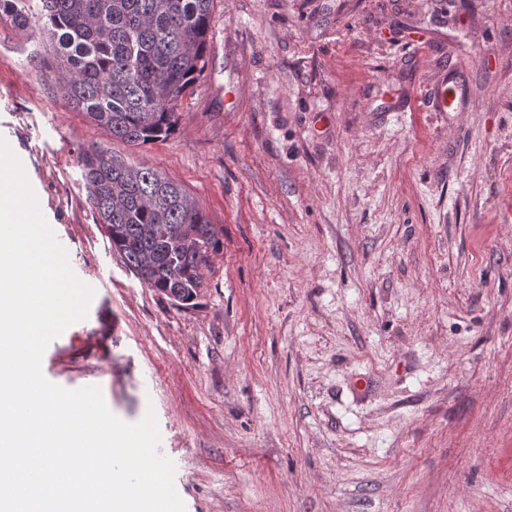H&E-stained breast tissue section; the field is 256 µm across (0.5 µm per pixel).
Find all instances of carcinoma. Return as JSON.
I'll list each match as a JSON object with an SVG mask.
<instances>
[{"mask_svg": "<svg viewBox=\"0 0 512 512\" xmlns=\"http://www.w3.org/2000/svg\"><path fill=\"white\" fill-rule=\"evenodd\" d=\"M0 0V17L40 29L43 64L61 72L72 107L113 137L141 146L170 137L177 105L206 66L213 0ZM87 200L124 265L147 287L194 306L224 228L174 181L103 148L78 153Z\"/></svg>", "mask_w": 512, "mask_h": 512, "instance_id": "cac0c4a2", "label": "carcinoma"}]
</instances>
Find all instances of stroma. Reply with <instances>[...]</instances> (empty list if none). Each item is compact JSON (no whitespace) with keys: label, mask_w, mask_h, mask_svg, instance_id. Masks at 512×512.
<instances>
[{"label":"stroma","mask_w":512,"mask_h":512,"mask_svg":"<svg viewBox=\"0 0 512 512\" xmlns=\"http://www.w3.org/2000/svg\"><path fill=\"white\" fill-rule=\"evenodd\" d=\"M211 27L175 134L133 147L0 20V137L94 290L44 376L154 411L186 512H512V0H214ZM442 75L471 111H434ZM93 144L223 225L196 307L112 250Z\"/></svg>","instance_id":"35a3bbf8"}]
</instances>
